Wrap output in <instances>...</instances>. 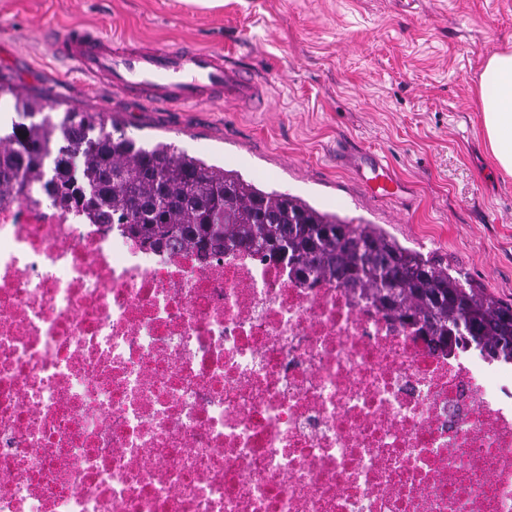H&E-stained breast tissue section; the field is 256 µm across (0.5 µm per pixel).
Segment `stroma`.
Here are the masks:
<instances>
[{
	"instance_id": "1",
	"label": "stroma",
	"mask_w": 512,
	"mask_h": 512,
	"mask_svg": "<svg viewBox=\"0 0 512 512\" xmlns=\"http://www.w3.org/2000/svg\"><path fill=\"white\" fill-rule=\"evenodd\" d=\"M138 45L222 49L271 105L173 112L91 88L51 54L73 26ZM512 47V0H0V83L46 104L101 112L139 142L257 178L316 208L382 227L512 301V177L500 174L478 104L486 58ZM382 156L413 188L369 197L344 145Z\"/></svg>"
}]
</instances>
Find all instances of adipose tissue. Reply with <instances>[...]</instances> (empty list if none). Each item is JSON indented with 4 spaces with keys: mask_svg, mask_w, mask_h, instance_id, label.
I'll list each match as a JSON object with an SVG mask.
<instances>
[{
    "mask_svg": "<svg viewBox=\"0 0 512 512\" xmlns=\"http://www.w3.org/2000/svg\"><path fill=\"white\" fill-rule=\"evenodd\" d=\"M479 88L487 141L500 169L512 176V49L486 59Z\"/></svg>",
    "mask_w": 512,
    "mask_h": 512,
    "instance_id": "ef3b65f1",
    "label": "adipose tissue"
}]
</instances>
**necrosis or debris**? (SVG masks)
I'll list each match as a JSON object with an SVG mask.
<instances>
[{
    "instance_id": "1",
    "label": "necrosis or debris",
    "mask_w": 512,
    "mask_h": 512,
    "mask_svg": "<svg viewBox=\"0 0 512 512\" xmlns=\"http://www.w3.org/2000/svg\"><path fill=\"white\" fill-rule=\"evenodd\" d=\"M0 512H512V362L0 206Z\"/></svg>"
}]
</instances>
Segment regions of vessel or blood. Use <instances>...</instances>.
Masks as SVG:
<instances>
[{
  "label": "vessel or blood",
  "instance_id": "b4317fda",
  "mask_svg": "<svg viewBox=\"0 0 512 512\" xmlns=\"http://www.w3.org/2000/svg\"><path fill=\"white\" fill-rule=\"evenodd\" d=\"M52 52L110 89L137 91L140 100L166 108L245 100L258 90L250 74L225 64L223 52L203 47H129L77 26L53 43ZM343 159L371 196L397 201L411 195L409 183L377 155L354 151Z\"/></svg>",
  "mask_w": 512,
  "mask_h": 512
}]
</instances>
